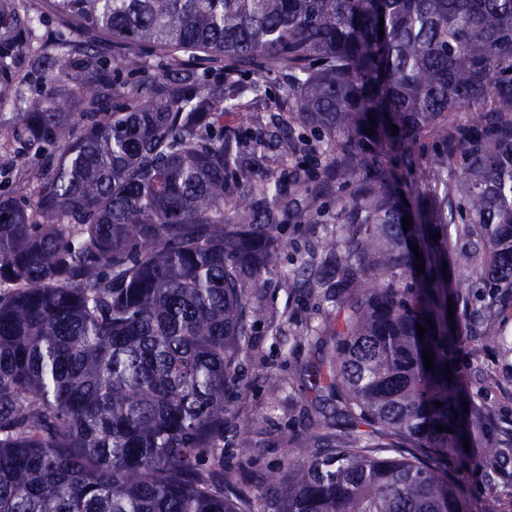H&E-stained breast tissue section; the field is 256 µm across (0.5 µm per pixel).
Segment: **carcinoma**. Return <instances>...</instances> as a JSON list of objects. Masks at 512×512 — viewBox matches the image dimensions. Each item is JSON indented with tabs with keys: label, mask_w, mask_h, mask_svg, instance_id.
Segmentation results:
<instances>
[{
	"label": "carcinoma",
	"mask_w": 512,
	"mask_h": 512,
	"mask_svg": "<svg viewBox=\"0 0 512 512\" xmlns=\"http://www.w3.org/2000/svg\"><path fill=\"white\" fill-rule=\"evenodd\" d=\"M45 5L82 37L54 58L66 91L29 101L0 139L37 154L73 102L115 107L52 165L26 168L34 211L0 196V512H254L213 462L260 313L249 299L281 256L280 180L264 147L224 123L249 106L274 113L265 137L283 159H319L315 187L299 163L292 183L336 195V214L307 207L299 223L336 224L321 242L334 310L323 383L351 429L297 439L310 453L267 477L264 512H470L448 460L477 434L493 492L512 496L496 483L512 433L477 418L457 364L468 332L512 298V0ZM31 30L0 0V100L17 79L7 59L42 67ZM102 41L127 71L159 55L157 75L118 85ZM465 107L474 120L454 121ZM296 125L325 140L312 147ZM457 219L461 248L448 243ZM445 262L483 285L476 302Z\"/></svg>",
	"instance_id": "carcinoma-1"
}]
</instances>
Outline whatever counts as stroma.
<instances>
[{
    "label": "stroma",
    "instance_id": "stroma-1",
    "mask_svg": "<svg viewBox=\"0 0 512 512\" xmlns=\"http://www.w3.org/2000/svg\"><path fill=\"white\" fill-rule=\"evenodd\" d=\"M21 10L34 18L32 38L42 44L46 55L75 43L77 36L49 12L44 0H18ZM18 91L0 101V127L12 125L26 101L49 96L53 90L50 69L18 73ZM40 156L28 154L0 141V193L20 195L21 168L40 163ZM290 165L275 166L283 184L278 236L281 263L263 277L252 304L263 307L256 320L249 348L239 369V385L231 397V422L224 429V476L242 482L256 512L268 497L266 477L285 472L294 454L292 438L303 433H323L320 421L331 413L336 401L327 390L313 385L315 372L331 355L328 337L316 335V328L328 317L331 305L315 280L323 273L321 241L330 232L327 224H301L296 211L306 205L324 214L336 211L334 196L310 198L293 186ZM501 326L471 337L469 348L460 354L459 367L481 410L497 425L512 424V356L500 349V333L512 336V300L505 306ZM249 424L252 446L240 452L236 433ZM449 475H460L464 495L474 512L495 506L497 512H512V499L493 500L483 471L475 464L449 468Z\"/></svg>",
    "mask_w": 512,
    "mask_h": 512
}]
</instances>
